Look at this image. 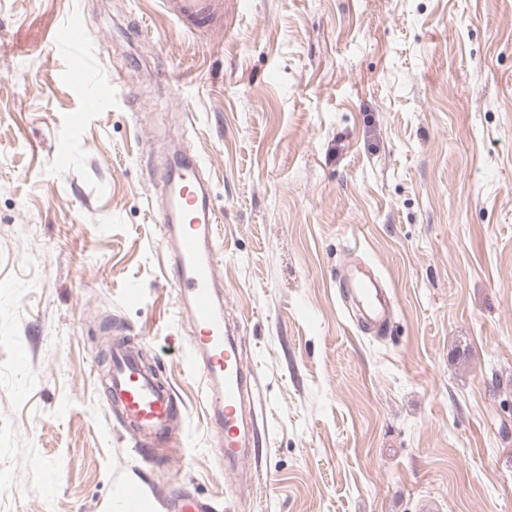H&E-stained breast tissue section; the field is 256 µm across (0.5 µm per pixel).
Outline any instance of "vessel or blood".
Segmentation results:
<instances>
[{
    "mask_svg": "<svg viewBox=\"0 0 512 512\" xmlns=\"http://www.w3.org/2000/svg\"><path fill=\"white\" fill-rule=\"evenodd\" d=\"M165 13L188 31L209 32L224 27V0H162ZM165 199L154 220L166 228L170 278L185 301L193 329L190 351L204 383L209 425L218 438L226 469L237 470L255 445L246 406L252 394V374L244 364L236 336L224 318V284L218 274L215 224L210 189L202 165L192 158L170 165L161 174ZM355 301L365 327L383 330L392 309L380 278L354 277L344 284ZM110 366L103 382L108 406L116 408L126 427L143 444L156 447L149 462L168 465L161 453L168 447L180 414L178 402L146 366L140 349L116 339L109 351ZM171 512H213L212 500L175 495L166 502Z\"/></svg>",
    "mask_w": 512,
    "mask_h": 512,
    "instance_id": "obj_1",
    "label": "vessel or blood"
}]
</instances>
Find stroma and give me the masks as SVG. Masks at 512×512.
<instances>
[{
    "mask_svg": "<svg viewBox=\"0 0 512 512\" xmlns=\"http://www.w3.org/2000/svg\"><path fill=\"white\" fill-rule=\"evenodd\" d=\"M82 19L79 53L44 38ZM121 72L103 104L77 75ZM201 160L260 435L225 470L152 207ZM394 295L382 333L339 283ZM137 286L131 300L129 286ZM123 325L183 405L149 469L91 369ZM512 512V0H0V512ZM165 13L188 31L209 32L224 28L223 0H162ZM166 508L173 509L174 512H213L216 510L210 499L198 500L184 495L171 496L166 502Z\"/></svg>",
    "mask_w": 512,
    "mask_h": 512,
    "instance_id": "obj_1",
    "label": "stroma"
}]
</instances>
